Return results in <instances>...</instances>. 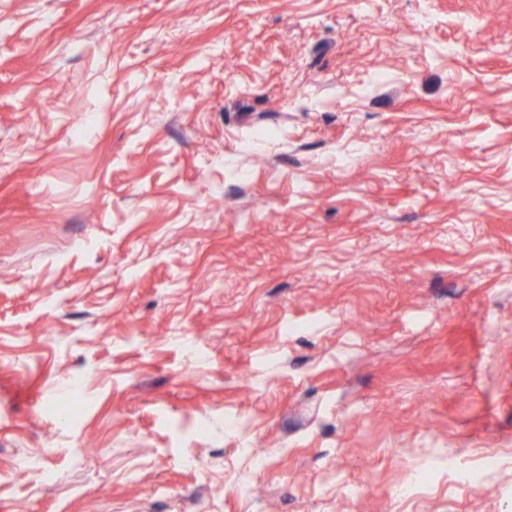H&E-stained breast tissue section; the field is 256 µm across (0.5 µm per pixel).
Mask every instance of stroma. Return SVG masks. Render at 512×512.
<instances>
[{"label": "stroma", "instance_id": "obj_1", "mask_svg": "<svg viewBox=\"0 0 512 512\" xmlns=\"http://www.w3.org/2000/svg\"><path fill=\"white\" fill-rule=\"evenodd\" d=\"M0 512H512V0H0Z\"/></svg>", "mask_w": 512, "mask_h": 512}]
</instances>
